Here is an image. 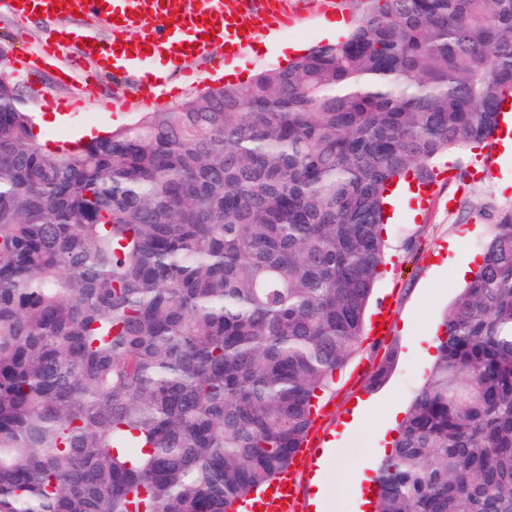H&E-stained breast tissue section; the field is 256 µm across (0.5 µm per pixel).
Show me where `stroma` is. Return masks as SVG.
<instances>
[{"label": "stroma", "mask_w": 512, "mask_h": 512, "mask_svg": "<svg viewBox=\"0 0 512 512\" xmlns=\"http://www.w3.org/2000/svg\"><path fill=\"white\" fill-rule=\"evenodd\" d=\"M327 2L298 0V14L293 27L285 31L284 42L308 49L335 40V33L326 29ZM68 25V20L38 15L18 20L9 0H0V44L9 48L13 59L10 71L30 112L49 107L47 99L37 96L41 88L49 96L84 100L82 71L65 73L38 59L48 31ZM139 93L138 83L117 86L112 79H104L95 102L87 103L84 112L92 121L129 124L142 113ZM484 154V149L476 148L438 159L429 205L419 207L415 218L410 219L406 216L407 201L399 200V214L386 226L388 249L369 311L374 314L381 308L389 309L387 332L364 339L347 365L336 372L324 397L327 417L319 434L337 441L352 459L344 472L326 473V481L337 485L338 490L326 502L324 512H363L351 487L361 470H376L391 452L394 422L405 417L427 379L429 368L421 354L422 338L441 325L445 311L464 284L455 267L479 256L478 245L489 239L497 210L512 207V156L498 157L494 175L487 180L457 175L458 166L469 165ZM452 238L459 239L460 251L450 264L444 257ZM387 358L392 361L387 379L378 387H369L370 375ZM361 400L370 404L364 424L343 434L342 423L350 415L351 404Z\"/></svg>", "instance_id": "1"}]
</instances>
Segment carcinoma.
Wrapping results in <instances>:
<instances>
[{"mask_svg":"<svg viewBox=\"0 0 512 512\" xmlns=\"http://www.w3.org/2000/svg\"><path fill=\"white\" fill-rule=\"evenodd\" d=\"M350 34L72 149L0 78V512H231L363 341L389 198L512 92V0ZM448 308L374 512H512V208Z\"/></svg>","mask_w":512,"mask_h":512,"instance_id":"cac0c4a2","label":"carcinoma"}]
</instances>
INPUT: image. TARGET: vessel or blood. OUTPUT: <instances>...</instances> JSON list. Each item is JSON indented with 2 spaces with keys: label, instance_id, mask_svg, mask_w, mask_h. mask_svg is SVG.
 <instances>
[{
  "label": "vessel or blood",
  "instance_id": "vessel-or-blood-1",
  "mask_svg": "<svg viewBox=\"0 0 512 512\" xmlns=\"http://www.w3.org/2000/svg\"><path fill=\"white\" fill-rule=\"evenodd\" d=\"M281 0H18L16 15H69L80 12L100 21L108 40L88 33L66 32L45 41L50 56L69 54L71 67L84 70L86 92H95L101 74L139 68L163 59L173 71L204 59L215 46L227 47L230 57L253 48L258 39L282 32ZM319 451L317 436H309L287 469L268 491L248 501L241 512H305L294 470L312 464Z\"/></svg>",
  "mask_w": 512,
  "mask_h": 512
}]
</instances>
